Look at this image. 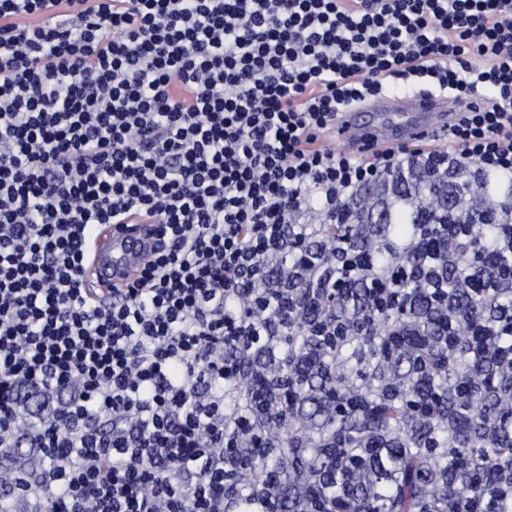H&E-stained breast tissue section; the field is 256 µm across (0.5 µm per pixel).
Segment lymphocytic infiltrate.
Here are the masks:
<instances>
[{
  "label": "lymphocytic infiltrate",
  "instance_id": "obj_1",
  "mask_svg": "<svg viewBox=\"0 0 512 512\" xmlns=\"http://www.w3.org/2000/svg\"><path fill=\"white\" fill-rule=\"evenodd\" d=\"M481 66H473V58ZM394 93L444 137L326 143ZM467 162L512 193V0H0V497L13 512H281L236 490L279 399L233 408L302 293L336 295L323 225L380 174ZM155 226L92 298L96 224Z\"/></svg>",
  "mask_w": 512,
  "mask_h": 512
}]
</instances>
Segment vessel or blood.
Returning <instances> with one entry per match:
<instances>
[{"label": "vessel or blood", "instance_id": "1", "mask_svg": "<svg viewBox=\"0 0 512 512\" xmlns=\"http://www.w3.org/2000/svg\"><path fill=\"white\" fill-rule=\"evenodd\" d=\"M454 112L453 101L445 96H385L346 113L336 136L353 147L379 141H414L446 129ZM145 232L142 225L126 231L109 224L97 225L94 249L85 272L88 286L107 294L132 276L141 254L140 238Z\"/></svg>", "mask_w": 512, "mask_h": 512}]
</instances>
